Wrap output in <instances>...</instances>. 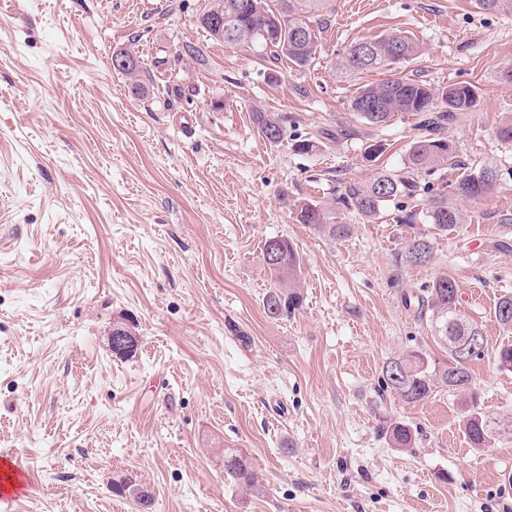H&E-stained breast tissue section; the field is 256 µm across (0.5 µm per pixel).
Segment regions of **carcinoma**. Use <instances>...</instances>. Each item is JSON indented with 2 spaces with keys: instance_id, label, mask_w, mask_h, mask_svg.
Segmentation results:
<instances>
[{
  "instance_id": "1",
  "label": "carcinoma",
  "mask_w": 512,
  "mask_h": 512,
  "mask_svg": "<svg viewBox=\"0 0 512 512\" xmlns=\"http://www.w3.org/2000/svg\"><path fill=\"white\" fill-rule=\"evenodd\" d=\"M224 28L237 36L222 39L226 45L248 48L263 61L276 65L287 61L299 68L309 66L316 58L322 23L330 11L332 0H279V7L271 8L268 0H223ZM480 9L491 13H512V0H477ZM422 54L418 42L401 32H389L351 44L338 59L339 69L346 74L384 70L389 77L356 88L349 100L350 110L366 123L382 126L398 113H411L420 119L428 134L410 148L405 171L393 174L382 171L367 183L353 184L343 197L344 205L353 209L368 222L378 219L384 204L398 198H415L423 190L420 177L430 175L437 167L457 157L456 149L443 131L461 112L472 110L479 97L476 86L457 82L436 87L419 75L399 72L401 66ZM255 125L272 144L284 136V120L262 110L253 113ZM498 182L493 168H483L467 175L456 185L460 196L478 199L490 195ZM296 220L300 224L329 238H343L350 233V225L335 224L329 210L309 203H298ZM422 213L436 234L446 235L463 223V213L448 201V183L444 182L426 200ZM433 252L431 239L415 235L407 241L402 261L409 262L412 253ZM263 260L273 282V288L263 299L267 316L278 318L290 314L302 305L299 274L301 257L286 238H272L265 242ZM406 306L416 305L417 318L428 315L440 335L459 339L470 333L478 336V344L468 356L460 360L448 354V365L441 366L421 350L409 351L393 357L381 369L379 393L400 403L418 404L428 400L436 389L448 388L452 394L469 397L463 426L471 448L479 450L495 439L499 422L486 415L479 407L478 396L471 391L472 380L467 363L480 358L485 349L481 330L458 311L460 296L455 281L439 276L421 289L416 299L404 296ZM512 295L499 298L494 308L496 321L512 329ZM382 434L396 448H410L414 435L410 426L391 419L382 426ZM224 472L235 483L251 488L258 483V475L251 462L239 451L224 450ZM144 509L151 508L152 496L135 480L129 478L121 485Z\"/></svg>"
}]
</instances>
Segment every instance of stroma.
Instances as JSON below:
<instances>
[{"mask_svg":"<svg viewBox=\"0 0 512 512\" xmlns=\"http://www.w3.org/2000/svg\"><path fill=\"white\" fill-rule=\"evenodd\" d=\"M210 0H0V458L29 490L0 512H140L116 490L135 477L152 512H512V433L473 450L465 409L440 391L416 405L378 397L391 357L447 355L429 320L404 305L453 278L459 311L485 336L469 370L483 408L512 417V332L495 320L512 293V15L476 0H333L316 58L301 70L211 39ZM401 31L423 54L407 64L438 86L469 82L477 107L444 134L457 183L484 166L502 177L482 199L453 197L465 221L445 235L406 224L422 201L390 202L367 222L338 198L404 167L423 136L417 116L372 126L354 116L344 47ZM140 62L143 96L114 69ZM285 119L279 144L253 109ZM310 139L312 151L298 152ZM384 153L366 162L368 140ZM328 206L348 237L299 224L292 204ZM430 236L427 264L398 262L411 233ZM302 258L303 304L269 318L266 240ZM137 323L134 357L108 336ZM388 417L413 447L388 443ZM247 456L255 488L224 474L223 449ZM382 434L395 448H410L414 444V435L410 426L396 419H389L382 426Z\"/></svg>","mask_w":512,"mask_h":512,"instance_id":"35a3bbf8","label":"stroma"}]
</instances>
